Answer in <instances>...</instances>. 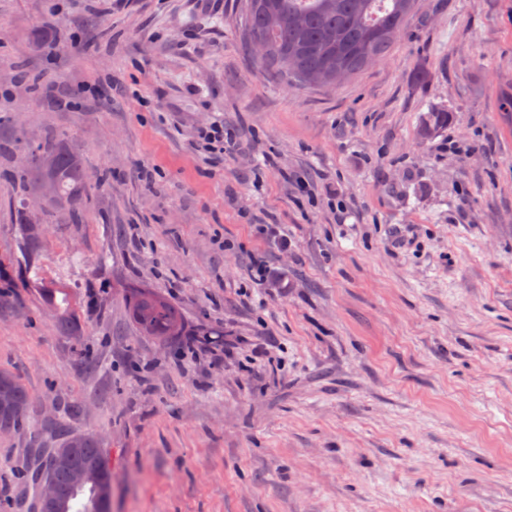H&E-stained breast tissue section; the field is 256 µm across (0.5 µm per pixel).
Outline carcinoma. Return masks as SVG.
<instances>
[{
  "label": "carcinoma",
  "mask_w": 512,
  "mask_h": 512,
  "mask_svg": "<svg viewBox=\"0 0 512 512\" xmlns=\"http://www.w3.org/2000/svg\"><path fill=\"white\" fill-rule=\"evenodd\" d=\"M417 0H243L244 39L251 46L256 37L266 41L263 57L255 59L267 75L299 88L334 86L350 80L373 61L386 58L395 39L416 7ZM453 119L446 109L421 117L417 136L428 140L448 128ZM51 158L58 175V193L65 205L45 206V212L78 209L88 187L89 173L80 152L65 139L27 148L25 172L42 175V161ZM27 203L17 212L21 234L31 255L41 252L40 227L25 223ZM126 302L139 331L163 342L182 335L181 309L148 288H131ZM8 398L9 412L0 411V429L20 430L27 424L32 403L28 388L7 370H0V400ZM65 448L68 464L53 466L45 460L40 475L49 476L62 496L82 506L71 512H109L112 492L101 497L102 487L112 485V468L105 459L102 441L90 434H65L56 448Z\"/></svg>",
  "instance_id": "carcinoma-1"
}]
</instances>
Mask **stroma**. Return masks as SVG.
<instances>
[{
  "label": "stroma",
  "instance_id": "1",
  "mask_svg": "<svg viewBox=\"0 0 512 512\" xmlns=\"http://www.w3.org/2000/svg\"><path fill=\"white\" fill-rule=\"evenodd\" d=\"M241 23L239 0H0V368L31 426L103 438L111 512H512V0H419L335 87L271 80ZM218 115L240 149L213 163L192 141ZM51 136L95 177L31 259L18 174ZM130 286L280 371L140 335ZM30 463L0 434V512ZM453 119L452 113L447 109H435L426 112L421 117L417 136L420 140H428L439 132L448 129V123Z\"/></svg>",
  "mask_w": 512,
  "mask_h": 512
}]
</instances>
